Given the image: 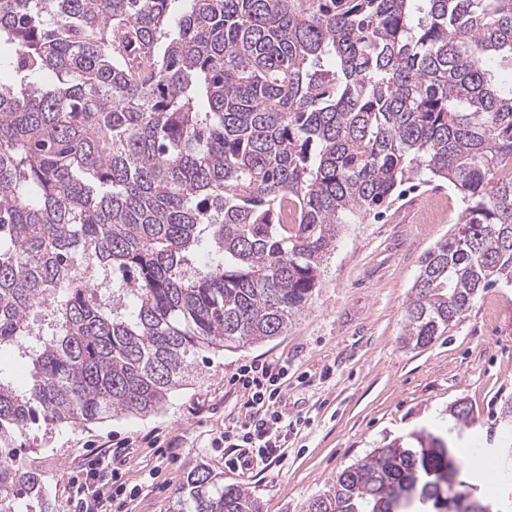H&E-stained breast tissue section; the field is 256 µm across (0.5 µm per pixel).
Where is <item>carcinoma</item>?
<instances>
[{"mask_svg": "<svg viewBox=\"0 0 512 512\" xmlns=\"http://www.w3.org/2000/svg\"><path fill=\"white\" fill-rule=\"evenodd\" d=\"M486 59L512 67V0H0V353L31 365L0 370V512H63L21 458L36 425L155 414L204 353L283 335L338 226L406 180L466 207L403 344L511 285L512 93ZM498 419L511 448L512 400ZM463 468L412 434L299 512H472ZM166 512L262 509L199 463ZM0 367L18 383H23L25 378H28L29 367L27 362L17 353H2Z\"/></svg>", "mask_w": 512, "mask_h": 512, "instance_id": "carcinoma-1", "label": "carcinoma"}]
</instances>
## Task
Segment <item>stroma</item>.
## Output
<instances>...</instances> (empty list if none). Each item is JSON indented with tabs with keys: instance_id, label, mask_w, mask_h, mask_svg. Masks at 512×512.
I'll return each mask as SVG.
<instances>
[{
	"instance_id": "35a3bbf8",
	"label": "stroma",
	"mask_w": 512,
	"mask_h": 512,
	"mask_svg": "<svg viewBox=\"0 0 512 512\" xmlns=\"http://www.w3.org/2000/svg\"><path fill=\"white\" fill-rule=\"evenodd\" d=\"M464 208L447 183L404 185L382 214L342 225L311 302L286 334L210 353L158 414L53 430L24 453L27 466L65 512L76 510V485L88 471L102 470L111 455L122 462L123 512H165L199 462L222 473L225 483L255 493L262 512H295L374 448L455 427L448 408L463 401L474 418L457 427L455 444L469 457L460 478H482L483 496L497 501L501 491L483 461L496 456L497 411L512 397V285L481 292L461 321L430 345L412 349L402 343L421 259L460 223ZM253 359L287 362L281 409L294 429L278 460L230 471L224 467L227 448L212 441L242 403L232 376ZM152 434L179 438L178 454L151 446Z\"/></svg>"
}]
</instances>
